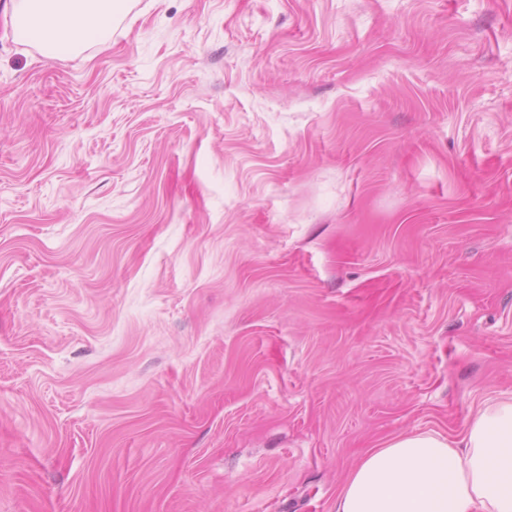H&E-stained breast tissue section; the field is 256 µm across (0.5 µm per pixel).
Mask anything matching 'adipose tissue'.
Segmentation results:
<instances>
[{"label":"adipose tissue","instance_id":"1","mask_svg":"<svg viewBox=\"0 0 512 512\" xmlns=\"http://www.w3.org/2000/svg\"><path fill=\"white\" fill-rule=\"evenodd\" d=\"M126 0H12L11 24L42 54L104 40ZM336 512H512V398L491 399L459 439L406 433L367 452Z\"/></svg>","mask_w":512,"mask_h":512}]
</instances>
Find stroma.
I'll use <instances>...</instances> for the list:
<instances>
[{
    "instance_id": "1",
    "label": "stroma",
    "mask_w": 512,
    "mask_h": 512,
    "mask_svg": "<svg viewBox=\"0 0 512 512\" xmlns=\"http://www.w3.org/2000/svg\"><path fill=\"white\" fill-rule=\"evenodd\" d=\"M0 0V512H335L512 397V0ZM127 0H12L11 24L18 35L48 57L75 53L102 41Z\"/></svg>"
}]
</instances>
